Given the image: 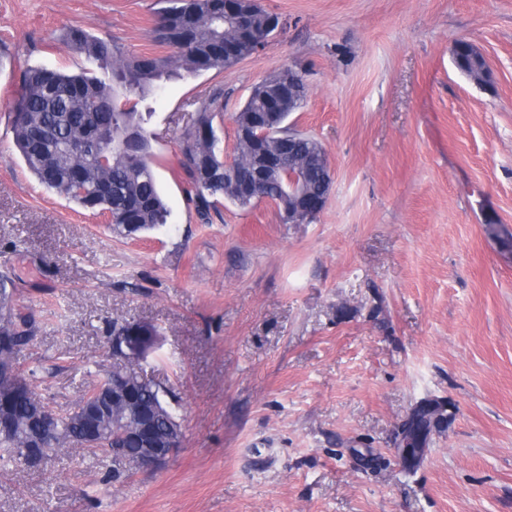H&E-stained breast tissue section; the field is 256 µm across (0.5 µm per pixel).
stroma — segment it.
<instances>
[{"mask_svg":"<svg viewBox=\"0 0 512 512\" xmlns=\"http://www.w3.org/2000/svg\"><path fill=\"white\" fill-rule=\"evenodd\" d=\"M261 4L288 23L263 51L160 88L170 215L132 240L42 187L11 120L21 67H86L67 28L162 53L157 0H0V262L60 364L51 403L111 368L108 321H144L161 342L143 369L183 424L164 467L119 484L78 453L0 465V512H512V0ZM463 39L488 85L455 68ZM287 65L309 89L289 122L334 173L325 207L284 224L224 202L202 223L177 174L194 111L223 89L232 160V114ZM424 398L447 419L408 470L396 432Z\"/></svg>","mask_w":512,"mask_h":512,"instance_id":"stroma-1","label":"stroma"}]
</instances>
